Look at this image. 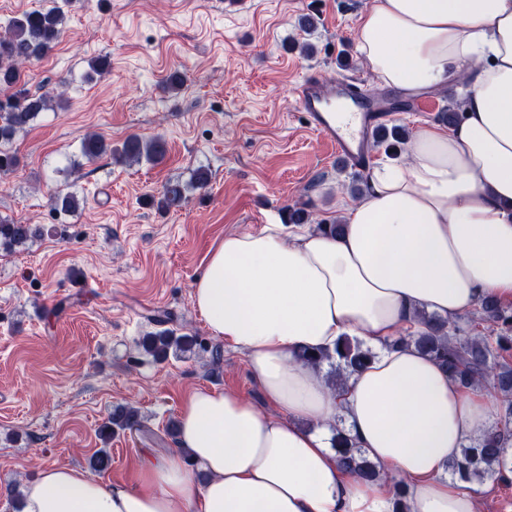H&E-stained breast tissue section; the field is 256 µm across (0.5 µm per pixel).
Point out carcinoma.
Returning a JSON list of instances; mask_svg holds the SVG:
<instances>
[{
    "label": "carcinoma",
    "mask_w": 512,
    "mask_h": 512,
    "mask_svg": "<svg viewBox=\"0 0 512 512\" xmlns=\"http://www.w3.org/2000/svg\"><path fill=\"white\" fill-rule=\"evenodd\" d=\"M66 13L60 6L36 8L12 18L0 35V88L10 94L0 98V173L12 170L18 164L11 145L15 136L27 130L37 116L49 108L45 94L31 93L22 81V69L32 60H39L51 53L65 34ZM409 137V131L400 125L384 127L374 137V142L395 154ZM81 152L92 159L109 158L120 163L157 162L165 153L159 139L145 140L138 135L128 136L121 147L114 150L112 143L100 135H88L81 142ZM211 179L209 169L194 170L189 182L179 180L165 184L157 200L158 209L177 211L188 199L192 189H202ZM54 209L73 213L79 208L77 196L72 192L58 193L53 198ZM39 228L32 224H17L0 218V249L12 251L24 247L37 236ZM417 322L423 329L416 335H401L391 346L412 345L434 359L448 376L464 388H481L490 384L496 399L503 408L505 423L486 429L474 444L461 448L449 464L452 476L462 482L503 478L512 472L509 444L512 443V364L505 354L512 351V310L492 298H484L470 318V331L461 335L457 321L442 319L424 311L417 313ZM195 344L192 336L176 335L164 328L145 336L141 347L155 360H164L170 351L185 352ZM330 353L302 352L304 362L319 366L325 362L337 363L328 375V385L334 391L346 386L349 378L363 369L374 357L369 348L357 340L344 339ZM141 426L138 411L130 406H116L99 429L107 440L116 430H133ZM338 463L349 475L363 479L379 478L377 466L363 451L351 444L343 435L337 436Z\"/></svg>",
    "instance_id": "obj_1"
}]
</instances>
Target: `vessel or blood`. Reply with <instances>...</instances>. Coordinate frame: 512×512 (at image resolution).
Segmentation results:
<instances>
[{"mask_svg":"<svg viewBox=\"0 0 512 512\" xmlns=\"http://www.w3.org/2000/svg\"><path fill=\"white\" fill-rule=\"evenodd\" d=\"M360 92L354 82L327 84L312 75L297 88L298 107L308 126L334 147L337 156L357 168L368 162L369 142L387 119L386 113L372 111L369 103L361 101Z\"/></svg>","mask_w":512,"mask_h":512,"instance_id":"vessel-or-blood-1","label":"vessel or blood"}]
</instances>
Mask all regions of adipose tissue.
<instances>
[{"mask_svg": "<svg viewBox=\"0 0 512 512\" xmlns=\"http://www.w3.org/2000/svg\"><path fill=\"white\" fill-rule=\"evenodd\" d=\"M355 49L382 86L466 81L460 121L416 133L403 161L371 168L344 231L286 235L270 223L225 235L192 300L213 336L246 357L266 407L227 390L184 399L176 448L135 485L49 466L24 484V512H480L449 462L489 416L411 346L425 310L453 319L483 298L512 303V0H372ZM355 338L375 356L339 393L299 350ZM383 471L344 472L337 420Z\"/></svg>", "mask_w": 512, "mask_h": 512, "instance_id": "adipose-tissue-1", "label": "adipose tissue"}]
</instances>
